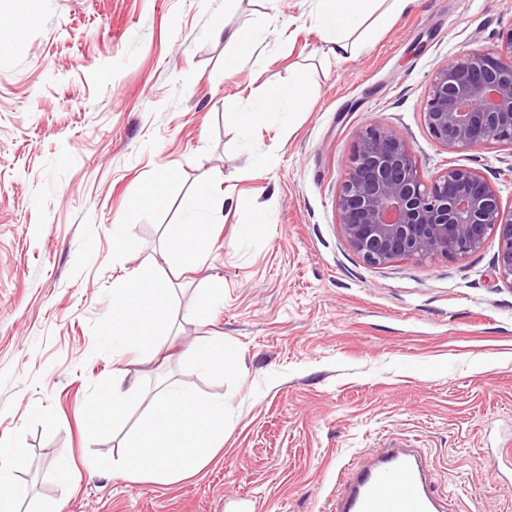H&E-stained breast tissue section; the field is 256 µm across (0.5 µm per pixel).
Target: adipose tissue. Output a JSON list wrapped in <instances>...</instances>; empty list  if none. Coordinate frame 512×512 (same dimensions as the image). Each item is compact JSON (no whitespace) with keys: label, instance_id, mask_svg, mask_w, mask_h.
<instances>
[{"label":"adipose tissue","instance_id":"adipose-tissue-1","mask_svg":"<svg viewBox=\"0 0 512 512\" xmlns=\"http://www.w3.org/2000/svg\"><path fill=\"white\" fill-rule=\"evenodd\" d=\"M416 0H324L319 15L322 27L333 38L336 54H353L370 49L367 34L405 13ZM306 99L303 80L289 87L274 84L260 106L229 111L228 122L256 124L266 108H298ZM194 210L170 240V250L188 266L203 263L212 249L208 234L214 198L208 186H201L193 199ZM171 293L167 283L143 273L134 281L112 290V320L109 334L113 343L125 347L143 362L157 359L167 336ZM128 372L116 368L112 388L98 396L88 411L92 433L106 424H120L137 395L127 386ZM224 443V403L199 392L187 391L174 383L158 386L151 408L139 419L123 455L101 469L113 479L138 478L157 484H172L191 476L208 464Z\"/></svg>","mask_w":512,"mask_h":512}]
</instances>
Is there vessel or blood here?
Segmentation results:
<instances>
[{
  "instance_id": "b4317fda",
  "label": "vessel or blood",
  "mask_w": 512,
  "mask_h": 512,
  "mask_svg": "<svg viewBox=\"0 0 512 512\" xmlns=\"http://www.w3.org/2000/svg\"><path fill=\"white\" fill-rule=\"evenodd\" d=\"M335 512H444L420 449L394 443L339 476Z\"/></svg>"
}]
</instances>
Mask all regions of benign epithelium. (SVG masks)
I'll list each match as a JSON object with an SVG mask.
<instances>
[{
  "instance_id": "benign-epithelium-1",
  "label": "benign epithelium",
  "mask_w": 512,
  "mask_h": 512,
  "mask_svg": "<svg viewBox=\"0 0 512 512\" xmlns=\"http://www.w3.org/2000/svg\"><path fill=\"white\" fill-rule=\"evenodd\" d=\"M493 51L470 52L435 76L423 118L431 137L454 153L512 146V27ZM337 223L370 265L396 258L465 257L498 237L496 268L512 286V210L475 169L453 165L422 179L409 143L372 124L359 134L336 198Z\"/></svg>"
}]
</instances>
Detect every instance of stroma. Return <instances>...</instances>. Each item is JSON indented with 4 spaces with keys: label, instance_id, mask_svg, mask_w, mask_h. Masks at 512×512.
<instances>
[{
    "label": "stroma",
    "instance_id": "obj_1",
    "mask_svg": "<svg viewBox=\"0 0 512 512\" xmlns=\"http://www.w3.org/2000/svg\"><path fill=\"white\" fill-rule=\"evenodd\" d=\"M318 0H18L0 46V471L26 486L20 512H329L340 468L390 439L423 449L449 512H512L495 480L512 448V285L497 238L463 258L367 264L336 196L373 123L411 145L431 179L465 165L512 209V147L447 152L423 101L448 61L496 48L512 0H417L368 51L336 59ZM254 44L225 71V28ZM308 82L300 111L249 127L228 107L271 82ZM171 177L155 201L144 189ZM217 210L204 265L167 248L201 177ZM261 234L243 238L255 208ZM136 248L118 250L117 239ZM148 272L171 288L181 348L220 334L237 374L125 354L140 398L124 427L90 435L85 413L112 386V289ZM223 399L224 445L197 474L160 486L112 480L160 381ZM71 472L69 481L58 476Z\"/></svg>",
    "mask_w": 512,
    "mask_h": 512
}]
</instances>
